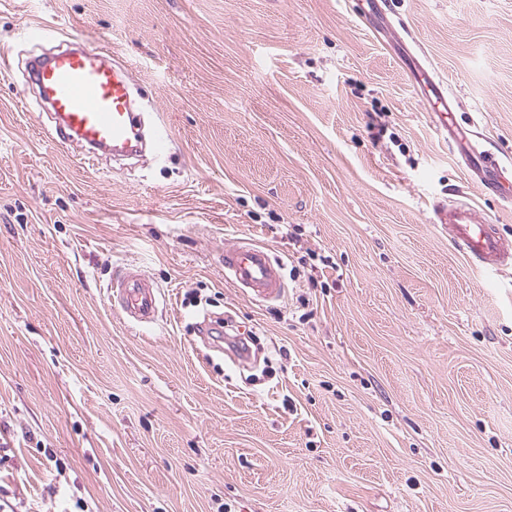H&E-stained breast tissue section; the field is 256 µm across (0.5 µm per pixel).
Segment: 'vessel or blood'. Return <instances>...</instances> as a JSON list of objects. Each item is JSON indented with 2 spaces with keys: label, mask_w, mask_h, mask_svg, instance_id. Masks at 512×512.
I'll use <instances>...</instances> for the list:
<instances>
[{
  "label": "vessel or blood",
  "mask_w": 512,
  "mask_h": 512,
  "mask_svg": "<svg viewBox=\"0 0 512 512\" xmlns=\"http://www.w3.org/2000/svg\"><path fill=\"white\" fill-rule=\"evenodd\" d=\"M29 65L38 96L51 109L57 138L82 148L81 163H94L100 150L127 156L147 143L155 153L163 152L170 138L168 130L158 124L151 135H144L133 108L128 69L113 61L109 51L67 49L32 58ZM415 75L437 134L448 145H455V138L448 135L452 110L446 86L430 68L416 67ZM468 165L483 188L504 199L512 195V188L497 180L498 166L486 152L473 151ZM433 222L447 231L449 241L476 269L496 273L512 266V242L503 237L494 220L478 217L467 196L436 205ZM223 261L225 279L251 298L272 301L283 297L282 267L267 248L238 241L225 247ZM114 288L127 323H156L161 290L139 266L124 267Z\"/></svg>",
  "instance_id": "obj_1"
}]
</instances>
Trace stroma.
I'll return each mask as SVG.
<instances>
[{"mask_svg": "<svg viewBox=\"0 0 512 512\" xmlns=\"http://www.w3.org/2000/svg\"><path fill=\"white\" fill-rule=\"evenodd\" d=\"M31 27L129 66L165 156L79 167ZM467 143L512 174V0H0V512H512V268L432 222L456 189L512 241ZM241 238L282 299L225 281ZM125 264L152 329L109 302ZM413 65L420 84L422 97L430 105L429 111L432 117L433 125L440 138L448 143V148L455 146L456 140L453 136H448V118L452 115L450 107V97L446 86L439 82L434 72L428 67L418 66L407 56ZM118 277L109 299L112 292L119 295L125 321L138 326L155 324L162 290L137 265L124 267Z\"/></svg>", "mask_w": 512, "mask_h": 512, "instance_id": "stroma-1", "label": "stroma"}]
</instances>
